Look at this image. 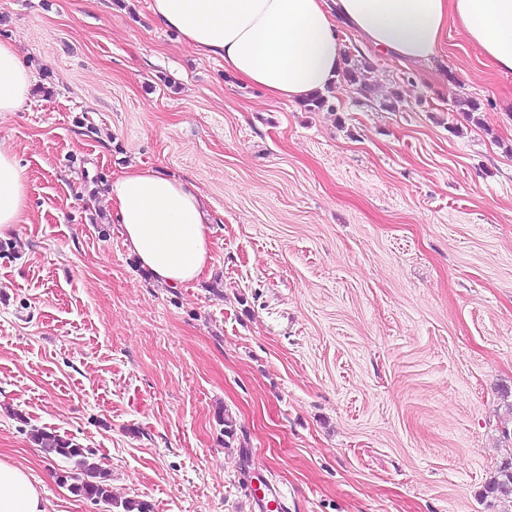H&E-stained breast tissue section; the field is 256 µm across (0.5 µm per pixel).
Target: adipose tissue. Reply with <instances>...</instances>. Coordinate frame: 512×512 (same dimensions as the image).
Here are the masks:
<instances>
[{
  "mask_svg": "<svg viewBox=\"0 0 512 512\" xmlns=\"http://www.w3.org/2000/svg\"><path fill=\"white\" fill-rule=\"evenodd\" d=\"M160 27L223 59L226 71L273 99L304 100L338 79L339 29L405 63L437 55L449 24L493 66L512 71V0H151ZM32 71L0 41V115L24 111ZM29 183L15 151L0 143V236L28 221ZM130 251L160 282L199 281L211 259L207 212L191 183L128 167L105 194ZM29 468L0 459V512H47Z\"/></svg>",
  "mask_w": 512,
  "mask_h": 512,
  "instance_id": "1",
  "label": "adipose tissue"
}]
</instances>
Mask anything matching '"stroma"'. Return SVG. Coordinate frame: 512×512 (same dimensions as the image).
<instances>
[{
    "label": "stroma",
    "instance_id": "1",
    "mask_svg": "<svg viewBox=\"0 0 512 512\" xmlns=\"http://www.w3.org/2000/svg\"><path fill=\"white\" fill-rule=\"evenodd\" d=\"M149 2L0 0V40L36 76L28 110L0 117L30 191L0 237V457L49 512L103 509L58 482L34 428L152 512H269L266 485L286 512H500L512 71L456 27L417 64L344 28L368 86L308 112ZM138 163L206 197L200 281L158 284L130 257L104 190Z\"/></svg>",
    "mask_w": 512,
    "mask_h": 512
}]
</instances>
